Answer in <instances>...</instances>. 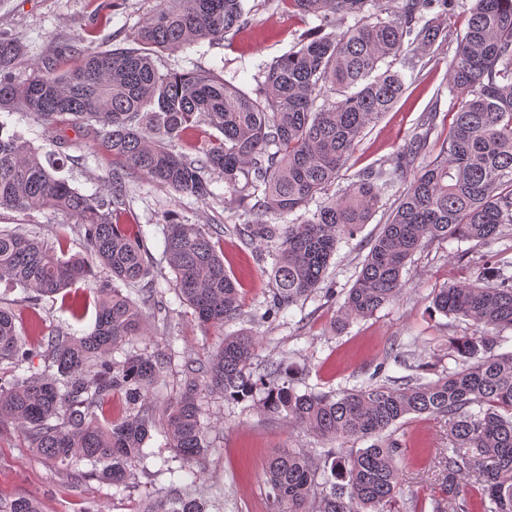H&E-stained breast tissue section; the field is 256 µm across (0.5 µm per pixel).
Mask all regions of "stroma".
<instances>
[{
	"instance_id": "1",
	"label": "stroma",
	"mask_w": 512,
	"mask_h": 512,
	"mask_svg": "<svg viewBox=\"0 0 512 512\" xmlns=\"http://www.w3.org/2000/svg\"><path fill=\"white\" fill-rule=\"evenodd\" d=\"M102 8V0H0V36L21 46L13 74L25 79L42 62L54 61L64 72L78 65L79 57L59 58L55 49L63 43L95 51L126 45L131 36L152 16L159 0H114ZM251 10L249 25L231 42L201 40L174 51L161 52V70L194 71L218 69L224 78L246 92L260 86L262 71L272 61L295 50L308 31L318 26L315 16L285 11L280 0H246ZM454 44L434 46L415 69L406 71L408 89L395 108L362 133L336 185L344 187L360 170L374 164H390L399 148L415 134H426L427 143L416 164L424 166L437 153L452 121L454 103L448 90V63ZM439 110L432 127H425L431 103ZM70 146L63 177L86 195L105 191L112 163L97 146L68 131ZM130 212L127 221L141 225L152 253L151 274L144 287L154 289L158 305L149 314L150 333L136 341L138 349H155L170 344L178 356L158 387L159 398L179 392L185 362L206 359L215 351L223 333L247 330L258 336L253 362L260 365L279 361L289 369L298 391L331 392L373 383L401 385L415 377L434 379L456 369L448 353L449 341L471 334L464 320L431 312L438 288L451 282L475 279L483 265V247L470 241L438 240L425 243L403 271L402 288L394 302L363 319L350 320L334 330L333 320L351 288L361 262L396 204L402 183L389 187L382 206L370 224L353 238L343 239L320 288L304 303L287 308L267 319L263 312L272 293L264 269L270 264L265 244H245L237 233L239 225L251 223L252 213L239 206L227 191L224 177L211 175V194L204 200L182 197L159 185L133 176L128 181ZM173 210L182 222L220 230L224 265L240 282L243 310L239 319L218 331L200 325L191 309L177 299L171 285L173 273L165 259L161 218ZM1 226H20L45 239L65 230L70 253L83 251V239L67 216L50 210L0 211ZM466 261H459L460 253ZM0 305L15 310L21 335H28V317L37 314L44 334L62 330L77 336L89 332L93 317L77 322L61 307L60 297L45 296L29 308L21 289L0 283ZM208 427L211 452L188 478L193 496L203 499L208 512H271L266 498L263 469L274 452L319 447L313 435L285 420L270 419L247 404H232L212 397L203 417ZM406 446L407 466L400 474L397 508L407 512L411 501L439 500L447 512L434 481L431 463L435 452L448 446L446 419L411 415L393 428ZM151 458L139 471L131 487L119 490L99 479L80 477L77 470L49 466L33 449L27 448L15 429L0 431V500L17 497L36 500L41 512H136L149 496L166 493L170 476L162 462L172 453L160 434L147 443Z\"/></svg>"
}]
</instances>
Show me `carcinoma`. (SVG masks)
<instances>
[{
	"mask_svg": "<svg viewBox=\"0 0 512 512\" xmlns=\"http://www.w3.org/2000/svg\"><path fill=\"white\" fill-rule=\"evenodd\" d=\"M289 11L318 17L336 14L354 25L333 36L306 37L272 62L254 94L211 70L163 72L158 53L202 39L223 40L248 23L244 0H160L129 47L94 51L59 73L47 63L18 81L19 48L0 37V108L28 112L54 149L34 147L0 122V209H49L75 216L86 253L67 255V237L46 243L16 228L0 227V282L19 286L36 301L61 296L71 316L94 324L83 336L45 335L37 319L31 341L20 336L16 315L0 308V430L18 427L27 443L54 467L91 465L84 477L127 488L149 454L158 431L180 467L211 447L205 415L208 398L250 401L261 413L314 435L323 447L282 450L266 462L264 482L271 512H395L404 447L391 428L407 415L448 420V454L440 457V491L454 512H512V351L498 352L512 331V249L490 255L489 275L448 284L433 296L434 309L470 322L476 332L456 342L457 369L433 381L384 383L339 392H297L277 362L252 367L258 337L247 331L224 336L208 359L184 364L185 385L159 400L157 389L171 367L172 348L139 352L147 335L145 308L124 288L149 273L150 249L141 227L122 224L130 201L126 179L138 174L180 196L210 195L207 173L224 184L256 220L239 227L244 241H266L274 283L261 318L308 299L323 282L344 236L352 237L380 208L383 192L406 183L387 223L372 242L357 279L333 322L372 316L396 299L403 269L425 240L460 239L488 246L512 224V0H472L464 35L448 64L456 111L437 155L419 171L414 162L426 138L410 139L391 167L369 166L340 193L307 207L335 184L363 130L391 111L405 93L403 74L387 59L412 60L451 39L448 11L454 0H391L390 16H365L370 0H280ZM339 96L317 105L326 91ZM202 125L215 131L191 159L170 148ZM69 126L112 158L104 195H84L59 175ZM296 224H270L268 215L293 214ZM164 253L173 290L197 320L217 328L241 314V294L224 268L220 242L198 224L164 220ZM95 279L93 297L75 304L70 289ZM44 368L34 367L35 358ZM24 374H18V371ZM118 419L97 411L115 396ZM367 441L365 448L349 444ZM0 512H40L18 497ZM138 512H206L204 502L171 485Z\"/></svg>",
	"mask_w": 512,
	"mask_h": 512,
	"instance_id": "cac0c4a2",
	"label": "carcinoma"
}]
</instances>
